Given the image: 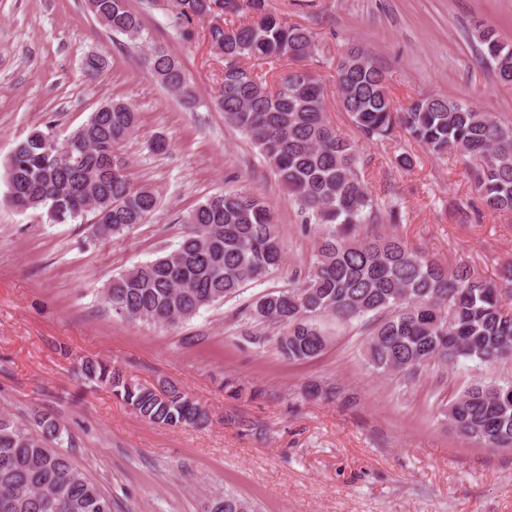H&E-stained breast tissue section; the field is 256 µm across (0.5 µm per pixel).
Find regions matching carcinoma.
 <instances>
[{"mask_svg": "<svg viewBox=\"0 0 512 512\" xmlns=\"http://www.w3.org/2000/svg\"><path fill=\"white\" fill-rule=\"evenodd\" d=\"M87 12L109 33L142 50L147 74L188 107L196 94L181 59L145 35L143 13L162 9L185 42L193 23L212 19L208 41L224 62V120L243 133L305 214L307 224H329L310 265L295 271L288 287L266 292L245 306L250 319L280 329L274 341L289 361L320 356L329 339L317 319L374 322L366 340L367 363L377 373L405 381L425 367L463 362L492 365L512 358V269L497 284L468 265H443L396 235L360 236L376 224L380 208L361 176L355 142L326 119L328 89L306 68L279 75L256 67L287 59L302 62L317 50L316 34L265 9V0H85ZM481 62L499 83L512 85V44L475 23ZM106 67L97 53L83 59L95 76ZM336 94L342 110L369 140L404 130L430 152L471 162L470 180L483 205L512 212V124L462 102L439 96L397 106L386 73L365 52L336 60ZM133 105L101 104L64 138L49 122L21 140L4 165L8 200L50 224L75 221L95 240L128 234L159 208V192L135 185L126 174L125 142L133 134ZM187 232L171 250L114 276L101 290L105 306L131 321L172 326L221 304L246 284L262 282L284 264L278 224L264 198L248 191L212 194L184 218ZM84 377L108 387L145 423L201 426L207 412L169 384L128 381L119 369L93 359ZM448 425L487 448L512 447V383L478 381L448 405ZM74 447L61 418L33 421L0 411V512H112L111 499L67 452ZM207 512H254L232 494L212 497Z\"/></svg>", "mask_w": 512, "mask_h": 512, "instance_id": "1", "label": "carcinoma"}]
</instances>
